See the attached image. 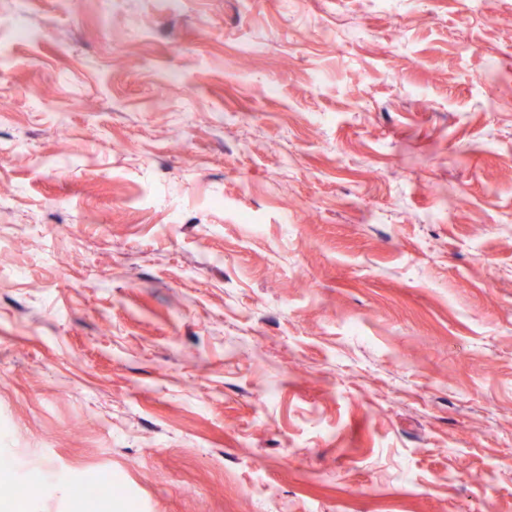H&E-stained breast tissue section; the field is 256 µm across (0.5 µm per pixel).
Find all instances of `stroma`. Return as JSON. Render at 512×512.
<instances>
[{
	"mask_svg": "<svg viewBox=\"0 0 512 512\" xmlns=\"http://www.w3.org/2000/svg\"><path fill=\"white\" fill-rule=\"evenodd\" d=\"M1 456L0 512H512V0H0Z\"/></svg>",
	"mask_w": 512,
	"mask_h": 512,
	"instance_id": "obj_1",
	"label": "stroma"
}]
</instances>
